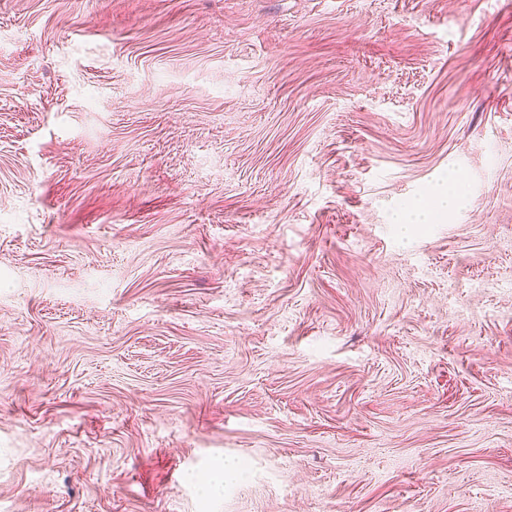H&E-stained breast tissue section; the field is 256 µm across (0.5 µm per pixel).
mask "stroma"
<instances>
[{
	"label": "stroma",
	"mask_w": 512,
	"mask_h": 512,
	"mask_svg": "<svg viewBox=\"0 0 512 512\" xmlns=\"http://www.w3.org/2000/svg\"><path fill=\"white\" fill-rule=\"evenodd\" d=\"M0 512H512V0H0ZM456 198L455 193H451L446 188H438L433 193V199L431 203L426 208H419L417 212V217L415 220L410 219L409 216H398L393 220L394 224H405L402 225L405 229V232L408 231V226L406 224H423V223H432L434 215H443L447 214L448 210H450L453 206L454 199ZM420 216L423 218L420 219Z\"/></svg>",
	"instance_id": "obj_1"
}]
</instances>
